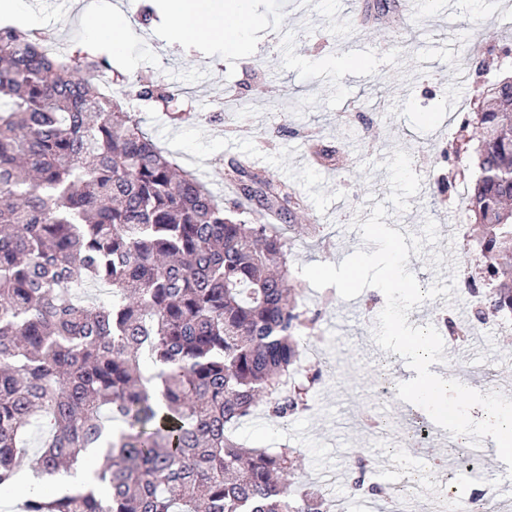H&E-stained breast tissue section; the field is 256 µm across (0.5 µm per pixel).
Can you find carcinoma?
Instances as JSON below:
<instances>
[{
    "label": "carcinoma",
    "mask_w": 512,
    "mask_h": 512,
    "mask_svg": "<svg viewBox=\"0 0 512 512\" xmlns=\"http://www.w3.org/2000/svg\"><path fill=\"white\" fill-rule=\"evenodd\" d=\"M127 76L80 43L46 52L28 30L0 27V487L26 470L70 473L90 448L102 465L80 484L25 495L22 512H323L316 485L293 487L298 448H245L230 434L259 414L308 408L321 380L300 379L305 330L318 315L291 303L301 282L284 228L301 199L228 164L250 203L224 208L127 108ZM464 120L467 194L489 287L474 322L512 318V80ZM136 97L186 121L182 90L139 81ZM477 143L465 138L469 124ZM105 288L100 302L76 286ZM46 424L32 450L28 428Z\"/></svg>",
    "instance_id": "cac0c4a2"
}]
</instances>
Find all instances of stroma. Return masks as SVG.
Returning a JSON list of instances; mask_svg holds the SVG:
<instances>
[{
  "label": "stroma",
  "mask_w": 512,
  "mask_h": 512,
  "mask_svg": "<svg viewBox=\"0 0 512 512\" xmlns=\"http://www.w3.org/2000/svg\"><path fill=\"white\" fill-rule=\"evenodd\" d=\"M377 2L305 0L299 7L295 0H247L266 24L234 53L200 37L172 43L157 17L130 26L125 52L111 64L130 79L147 76L191 91L192 119L175 125L150 110L142 115L144 127L225 202L235 195L224 171L245 153L263 177L286 181L304 197L306 209L286 219L293 267L340 262L360 248L374 251L358 225L381 202L386 225L401 233L421 235L429 219L437 226V244L409 257L421 289L450 285L463 265L481 278L466 212L467 180L477 169L472 156L455 154L454 130L481 106L488 85L512 76V0H420L409 20L391 4L381 20L352 27L351 10L368 12ZM29 3L45 30L85 41L75 0ZM447 7L455 25L444 33ZM353 57L357 65L339 69ZM222 96L234 98L237 111H222ZM313 143L334 153L339 167L306 160ZM448 182L452 190L440 193ZM377 294L369 287L325 307L323 291L304 286L299 306L321 311L310 342L326 354L310 408L285 425L258 416L236 427L249 447L301 449L291 481L331 480L346 512H369L371 504L352 494L345 479L357 454L385 460L381 482L404 478L391 451L392 432L409 422L398 399L376 394L379 367L388 365L395 376L404 360L374 340L376 319L365 303ZM413 312L412 326L438 329L443 318L471 316L461 288ZM473 344L477 354L468 366H482L492 384L512 386V333L482 326Z\"/></svg>",
  "instance_id": "35a3bbf8"
}]
</instances>
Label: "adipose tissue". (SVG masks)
<instances>
[{"label": "adipose tissue", "instance_id": "adipose-tissue-1", "mask_svg": "<svg viewBox=\"0 0 512 512\" xmlns=\"http://www.w3.org/2000/svg\"><path fill=\"white\" fill-rule=\"evenodd\" d=\"M80 21L88 36L109 44L113 53H123L126 47L129 21L124 12L101 15L93 4L83 6ZM166 22L178 35H200L229 52L238 51L248 30L257 25L243 0L233 6L214 9L210 0H167ZM484 406L492 414L481 429L493 441L500 458L512 457V403L484 398Z\"/></svg>", "mask_w": 512, "mask_h": 512}]
</instances>
